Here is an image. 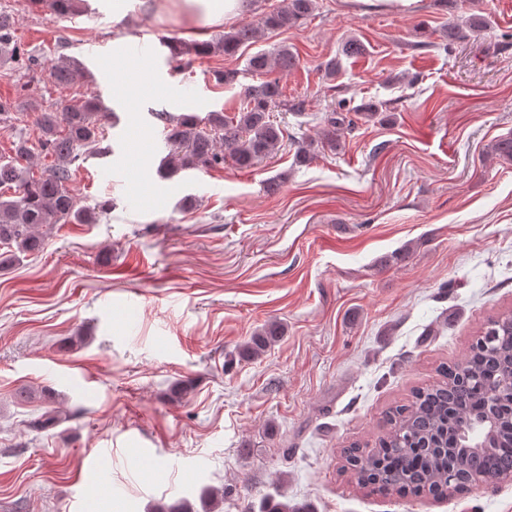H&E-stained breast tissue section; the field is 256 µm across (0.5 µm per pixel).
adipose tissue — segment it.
<instances>
[{"instance_id":"obj_1","label":"adipose tissue","mask_w":512,"mask_h":512,"mask_svg":"<svg viewBox=\"0 0 512 512\" xmlns=\"http://www.w3.org/2000/svg\"><path fill=\"white\" fill-rule=\"evenodd\" d=\"M133 3L176 17L189 32L232 23L253 7L252 0H113V15L124 17L129 5ZM136 42V37L119 36L112 44V73L120 77L118 90L122 93L145 94L151 90L130 52L131 46Z\"/></svg>"}]
</instances>
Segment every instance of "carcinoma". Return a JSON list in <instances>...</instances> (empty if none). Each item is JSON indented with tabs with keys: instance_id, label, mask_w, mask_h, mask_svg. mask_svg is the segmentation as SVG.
Returning <instances> with one entry per match:
<instances>
[{
	"instance_id": "1",
	"label": "carcinoma",
	"mask_w": 512,
	"mask_h": 512,
	"mask_svg": "<svg viewBox=\"0 0 512 512\" xmlns=\"http://www.w3.org/2000/svg\"><path fill=\"white\" fill-rule=\"evenodd\" d=\"M47 4L58 15H73L78 0H32ZM315 0H283V5L244 23L215 39L192 47L198 56L235 54L245 44H255L270 32L290 30L312 15ZM12 14L0 10V63L19 67L35 61L13 36ZM487 27L485 18L472 15L465 24L448 25V43L462 42ZM298 64L292 48L281 45L258 51L247 62V72L259 81L244 87L243 103L233 116L209 112L172 116L156 113L164 123L168 153L157 167V175L171 179L190 169H216L229 159L238 169H252L269 157L283 139V129L271 112L284 106L302 113L304 101L284 98L277 73ZM72 60L52 66L59 86L72 84L80 75ZM383 104L368 102L353 111L331 112L324 118L316 137L302 142L295 163L306 164L325 151L340 146L344 131L356 121L371 122L382 115ZM111 113L99 99L87 98L56 108L34 112L38 130L33 140L22 132L12 142L11 154L0 157V270L39 253L46 246L43 228L55 224H95L98 212L79 204L68 186L71 166L97 150L104 139V127ZM51 155L56 163L39 176L31 172L33 160ZM486 158L512 161V134L495 139ZM284 335V328L270 322L239 346L243 358L257 359ZM512 378V315L489 320L479 337L461 359L440 368V380L418 387L408 403L388 412L386 430L368 451L354 445L343 450V473L362 488L381 496L451 498L463 494L474 483L496 485L512 478V393L502 383ZM495 410L497 420L486 448L473 453L465 449L466 439L478 426L477 420ZM76 416L48 409L26 426L43 432ZM260 512H315L309 505L289 506L264 496ZM155 512H195L189 499L161 503Z\"/></svg>"
}]
</instances>
